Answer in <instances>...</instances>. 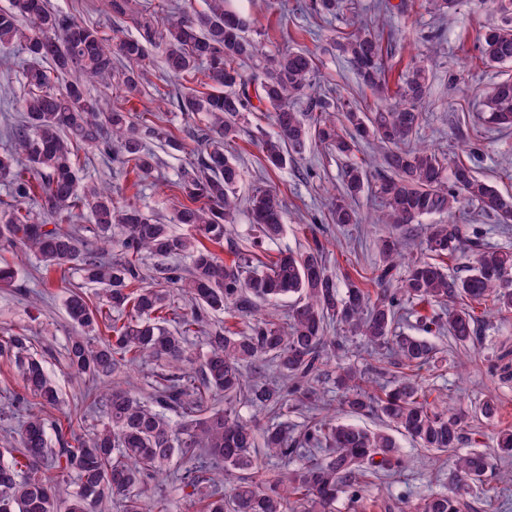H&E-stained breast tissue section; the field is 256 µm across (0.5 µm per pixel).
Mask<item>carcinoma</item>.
<instances>
[{
	"instance_id": "carcinoma-1",
	"label": "carcinoma",
	"mask_w": 512,
	"mask_h": 512,
	"mask_svg": "<svg viewBox=\"0 0 512 512\" xmlns=\"http://www.w3.org/2000/svg\"><path fill=\"white\" fill-rule=\"evenodd\" d=\"M502 15L500 25L482 38L481 53L490 65L512 62V0H492ZM112 17L131 21L134 37L105 35L47 7L46 0H10L0 9V46L15 47L26 57L23 70L27 92L18 99L21 123L11 128L10 150L0 155V184L13 202L0 199V251L25 248L51 273L69 268L87 283L102 287L97 301L73 290L65 300L74 333L67 337L66 358L72 372L97 382L120 369L160 360L170 373L148 401L130 389L113 385L95 397L97 423L78 431L73 421L58 426L57 448L49 447L44 411L60 402L56 386L42 362L27 353L26 338L11 337L15 368L27 396L38 410L22 415L19 455L0 463V512H97L104 498L124 497V512H168L163 499L142 505L146 479L179 452L192 465L181 477L191 495L202 500L204 512H331L344 494L357 503L365 478L380 471L401 473L406 462L394 436L325 414L314 381L321 367L343 350L342 340L326 335L335 322L368 347L377 365L364 371L345 368L337 376L341 404L353 415L375 413L388 426L420 447L450 453L462 442L463 419L448 406L430 400L432 392L411 370L435 360V346L422 336L397 331L404 304L439 308L426 331H447L469 346L481 336L475 309L491 303L512 315V251L481 245L465 247L456 224H431L426 250L434 257L405 258V238L391 232L378 243L379 259L364 276L367 287L347 284L340 291L325 268L319 241L300 253L282 251L257 267L245 253L221 261L203 240L217 245L230 233L238 205L243 172L227 155L226 141L235 121L265 106L274 132L257 138L267 166L280 169L288 159L303 155L316 140L341 154L351 153L359 139L373 136L384 150L388 175L375 189L377 222L402 227L423 215H455L461 202L476 204L512 224V196L501 194L464 163L412 141L422 121L427 96L426 71L415 66L389 92L383 64L384 30L371 19L340 36L339 47L363 85L395 104L368 114L342 102L343 120L323 105L306 121L293 102L312 87L315 63L304 51L267 55L246 35L241 19L224 7V0H204L200 11H183L155 24L137 11L133 0H109ZM161 54L168 73L187 83L210 85L211 92L189 90L177 99L179 111L207 118L197 161L180 173L176 187L186 203L174 221L196 231L191 237L172 233L135 203L118 204L111 188L80 186L78 154L92 149L123 170L148 175L156 166L145 150L140 126L145 113L132 114L123 103L141 93L149 81L151 52ZM262 59L248 72L243 64ZM115 90L118 104L102 106L90 88ZM481 121L512 129V80L499 82L487 97ZM364 173L357 165L343 175L342 192L329 209L333 224H357L359 214L350 200L361 192ZM29 200L35 207H21ZM252 221L267 239L283 231L285 205L268 184L253 187L249 197ZM87 213L92 225L87 239L73 224ZM189 253L192 269L181 276L172 268L147 285L143 259ZM469 259L465 277L449 275L442 258ZM293 299L285 320L267 305ZM192 305L181 310V302ZM236 310L251 317L237 336L220 327L207 332V350L199 369L191 372L189 337L202 332L210 313ZM178 315L179 328L166 326ZM275 364L277 376L246 372L248 365ZM400 370L384 383L369 377ZM224 395V408L209 405ZM248 405L278 418L288 403L308 408L301 428L274 421L262 432L269 456L283 464L266 485L250 480L257 468L256 429L240 418L234 404ZM175 412V423L169 413ZM498 457H512V431L496 439ZM324 452L318 461L308 457ZM52 460L58 478L72 481L65 509H60L58 483L43 472ZM224 466L230 494L205 477L214 465ZM492 475L490 457L477 450L455 456L450 493L424 499L419 512H462L467 499L486 498Z\"/></svg>"
}]
</instances>
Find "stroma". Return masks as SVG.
Here are the masks:
<instances>
[{"label":"stroma","mask_w":512,"mask_h":512,"mask_svg":"<svg viewBox=\"0 0 512 512\" xmlns=\"http://www.w3.org/2000/svg\"><path fill=\"white\" fill-rule=\"evenodd\" d=\"M314 2L229 0L228 6L244 19L248 35L261 41L267 53L288 48L313 56L315 91L311 98L297 101L296 110L308 114L316 102L336 104L345 100L355 102L363 111L372 110L376 99L360 84L342 55L338 34L350 29L354 21L373 18L378 0H352L350 9L331 18L314 12ZM389 4L384 24L386 30L392 31L393 39L384 53L386 76L389 81H397L416 65L429 72V91L423 104L426 119L417 131V141L460 158L478 176L512 195V130H496L478 118L482 93L512 77V63L491 67L481 59V37L488 27L500 21L490 0H461L457 12L442 20L429 12L427 0H389ZM49 6L104 32L113 29L107 0H49ZM23 67L18 52L0 46V112L23 95ZM184 87V82L168 77L158 65L140 97L127 105L134 113H156L160 127L173 137L167 143L155 138L150 130H143L147 149L158 159L157 167L146 179L137 180L92 151L80 154L83 181L112 185L120 200L139 202L144 210L170 224L178 236L189 235L191 229L173 221L176 209L184 201L175 183L182 168L194 161L197 135L205 127L204 117L185 115L176 107L175 100ZM272 130L267 112L249 113L239 122L227 150L246 173L238 187L240 200H247L252 187L259 183L269 184L281 193L287 208L284 230L276 239L253 246L248 211L242 208L230 236L223 245L215 246V253L226 261L238 251L268 261L285 249L306 250L318 239L325 245L327 266L338 285L360 282L362 273L378 258V239L389 231L388 225L370 221L377 208L375 184L385 172L381 150L363 143L353 154L341 156L315 144L301 158L272 170L255 145L260 132ZM349 164L367 168L364 187L353 202L363 221L333 224L328 220L329 204L338 194L342 171ZM454 221L465 239L476 237L481 243L512 249V231L500 232L491 215L467 206L457 212ZM0 259L17 271L12 285L0 287V392L23 390L15 371L14 354L3 347L7 337L21 334L60 390L61 403L51 411L50 422L79 417L90 403V384L74 378L65 359L72 326L64 299L71 286L83 284L82 278L72 270L62 276L54 273L44 289L39 285L42 267L33 255L17 250L0 254ZM83 286L90 299H97V285ZM399 329L416 336L427 335L436 347V361L425 366L421 375L433 397L462 411L465 424L461 451L494 454L498 432L512 428V321H502L492 307H484L481 337L469 347L456 344L445 332L424 333L421 321L413 316L403 320ZM489 396L499 403V414L493 421L484 420L475 412L477 403ZM398 444L400 454L409 463L405 475L392 480L368 478L362 502L338 500L333 512H402L404 504L415 505L432 493L448 490L451 462L415 447L407 438H399ZM188 466L187 457L174 455L163 473L147 481L145 500L161 496L167 499L169 512H199L200 503L179 480Z\"/></svg>","instance_id":"35a3bbf8"}]
</instances>
